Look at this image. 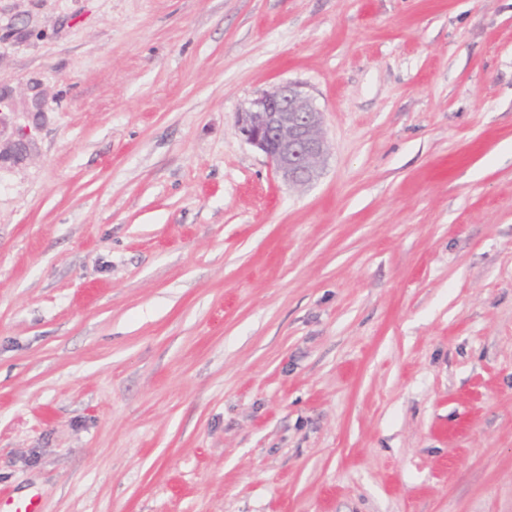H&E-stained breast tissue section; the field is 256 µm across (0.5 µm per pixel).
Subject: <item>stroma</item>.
Returning <instances> with one entry per match:
<instances>
[{
    "mask_svg": "<svg viewBox=\"0 0 512 512\" xmlns=\"http://www.w3.org/2000/svg\"><path fill=\"white\" fill-rule=\"evenodd\" d=\"M0 498L512 512V0H0ZM324 114L284 185L235 125ZM236 124L287 185L313 180L329 148L321 132L323 112L297 84L276 85L253 99L237 112ZM4 108H10V104L0 94V170L24 163L37 150V141L33 133L37 127L32 128L29 125L16 127L10 136L2 139L5 134L2 122Z\"/></svg>",
    "mask_w": 512,
    "mask_h": 512,
    "instance_id": "1",
    "label": "stroma"
}]
</instances>
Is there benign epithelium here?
Segmentation results:
<instances>
[{"mask_svg":"<svg viewBox=\"0 0 512 512\" xmlns=\"http://www.w3.org/2000/svg\"><path fill=\"white\" fill-rule=\"evenodd\" d=\"M236 124L245 141L267 156L287 185L313 180L328 151L321 132L323 112L297 84L276 85L253 99L237 113ZM36 150L31 126H19L7 136L0 121V169L24 163Z\"/></svg>","mask_w":512,"mask_h":512,"instance_id":"7a95c632","label":"benign epithelium"}]
</instances>
